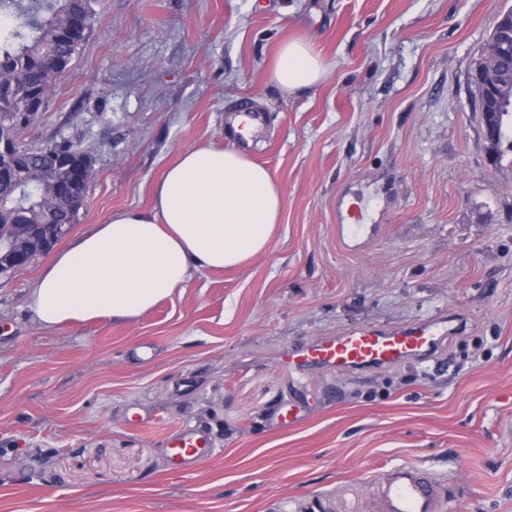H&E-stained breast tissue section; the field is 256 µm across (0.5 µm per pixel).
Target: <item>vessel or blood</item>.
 <instances>
[{"label":"vessel or blood","mask_w":512,"mask_h":512,"mask_svg":"<svg viewBox=\"0 0 512 512\" xmlns=\"http://www.w3.org/2000/svg\"><path fill=\"white\" fill-rule=\"evenodd\" d=\"M449 333L445 318H433L397 329L361 327L345 335L301 346L287 356L288 367L303 375L318 368L355 371L390 366L414 356L431 354ZM175 471L185 472L211 458L212 439L185 429L167 439ZM442 481L414 464L391 466L375 486L380 512H440Z\"/></svg>","instance_id":"1"}]
</instances>
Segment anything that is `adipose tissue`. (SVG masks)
<instances>
[{"label": "adipose tissue", "instance_id": "adipose-tissue-1", "mask_svg": "<svg viewBox=\"0 0 512 512\" xmlns=\"http://www.w3.org/2000/svg\"><path fill=\"white\" fill-rule=\"evenodd\" d=\"M327 69L302 40L282 43L270 81L293 94ZM283 194L269 171L241 150H183L154 188L149 212H116L56 252L31 292L46 328L102 317L132 321L194 274L242 266L263 253L281 221Z\"/></svg>", "mask_w": 512, "mask_h": 512}]
</instances>
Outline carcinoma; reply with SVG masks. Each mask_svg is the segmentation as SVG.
Returning <instances> with one entry per match:
<instances>
[{"label":"carcinoma","mask_w":512,"mask_h":512,"mask_svg":"<svg viewBox=\"0 0 512 512\" xmlns=\"http://www.w3.org/2000/svg\"><path fill=\"white\" fill-rule=\"evenodd\" d=\"M86 10L85 0H0V15L15 21L0 32V141L12 144L21 168V179L0 180V196L13 204V211L0 214V239L22 238L29 224H51L64 235L77 221L78 196L87 186L68 190L69 172L56 168L52 159L76 147L55 141L31 146L20 133L37 118L31 105H46L60 74L48 49L69 63L78 56L85 32L68 42L60 40V33L72 14ZM477 79L512 98V56L489 63Z\"/></svg>","instance_id":"1"}]
</instances>
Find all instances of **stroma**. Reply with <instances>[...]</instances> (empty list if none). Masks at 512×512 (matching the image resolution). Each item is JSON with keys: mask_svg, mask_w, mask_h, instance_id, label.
<instances>
[{"mask_svg": "<svg viewBox=\"0 0 512 512\" xmlns=\"http://www.w3.org/2000/svg\"><path fill=\"white\" fill-rule=\"evenodd\" d=\"M87 39L32 144L93 159L67 247L115 211L144 212L185 148L246 150L283 191L263 254L196 275L133 323L44 328V260L0 274V512H373L414 463L441 512H512V151L494 156L474 64L512 0H90ZM327 68L307 91L269 80L279 45ZM252 141L228 135L240 100ZM371 230L347 237L351 204ZM463 322L436 359L359 373L283 368L360 327ZM156 357L137 362L141 343ZM305 421L277 428L296 394ZM218 450L172 470L166 438Z\"/></svg>", "mask_w": 512, "mask_h": 512, "instance_id": "stroma-1", "label": "stroma"}]
</instances>
